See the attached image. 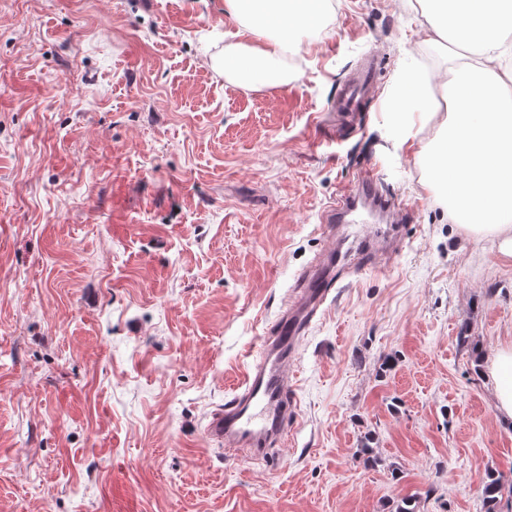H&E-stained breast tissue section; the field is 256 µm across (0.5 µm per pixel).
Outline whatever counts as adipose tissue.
<instances>
[{
    "mask_svg": "<svg viewBox=\"0 0 512 512\" xmlns=\"http://www.w3.org/2000/svg\"><path fill=\"white\" fill-rule=\"evenodd\" d=\"M426 20V42H452L469 53L449 67L440 85L425 72L408 69L396 92L422 95V123L434 135L419 142L430 162L437 200L457 223L489 232L500 251L512 257V41L503 33L512 23V0H417ZM328 0H224L247 42L224 50V69L242 83L276 85L280 64L293 47L289 31L317 26ZM496 408L512 423V348L487 360Z\"/></svg>",
    "mask_w": 512,
    "mask_h": 512,
    "instance_id": "obj_1",
    "label": "adipose tissue"
}]
</instances>
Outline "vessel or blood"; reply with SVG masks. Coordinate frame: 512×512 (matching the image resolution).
<instances>
[{"label":"vessel or blood","mask_w":512,"mask_h":512,"mask_svg":"<svg viewBox=\"0 0 512 512\" xmlns=\"http://www.w3.org/2000/svg\"><path fill=\"white\" fill-rule=\"evenodd\" d=\"M374 78V69L367 68L345 87L342 111L359 108L362 94ZM344 268L341 255L330 251L305 271L294 298L279 315L273 330L253 348L234 397L213 412L206 425V436L224 453L247 452L263 459L287 440L298 409L289 366Z\"/></svg>","instance_id":"1"}]
</instances>
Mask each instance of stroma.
<instances>
[{
    "label": "stroma",
    "mask_w": 512,
    "mask_h": 512,
    "mask_svg": "<svg viewBox=\"0 0 512 512\" xmlns=\"http://www.w3.org/2000/svg\"><path fill=\"white\" fill-rule=\"evenodd\" d=\"M330 2L285 84L249 90L224 0H0V512H485L484 478L512 485L476 359L512 346V258L450 219L388 113L453 49L409 0ZM366 170L402 247L313 320L292 439L224 456L203 428ZM375 79V67L364 69L357 78L348 84L341 97V111L354 112L362 104V94Z\"/></svg>",
    "instance_id": "1"
}]
</instances>
